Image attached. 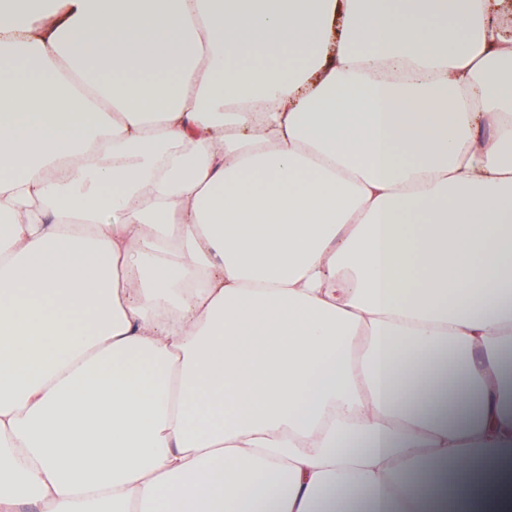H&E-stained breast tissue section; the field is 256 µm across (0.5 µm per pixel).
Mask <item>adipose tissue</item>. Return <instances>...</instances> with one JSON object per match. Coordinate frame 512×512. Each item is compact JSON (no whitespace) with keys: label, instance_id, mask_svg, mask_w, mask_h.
Listing matches in <instances>:
<instances>
[{"label":"adipose tissue","instance_id":"adipose-tissue-1","mask_svg":"<svg viewBox=\"0 0 512 512\" xmlns=\"http://www.w3.org/2000/svg\"><path fill=\"white\" fill-rule=\"evenodd\" d=\"M490 3L0 0V512H512Z\"/></svg>","mask_w":512,"mask_h":512}]
</instances>
